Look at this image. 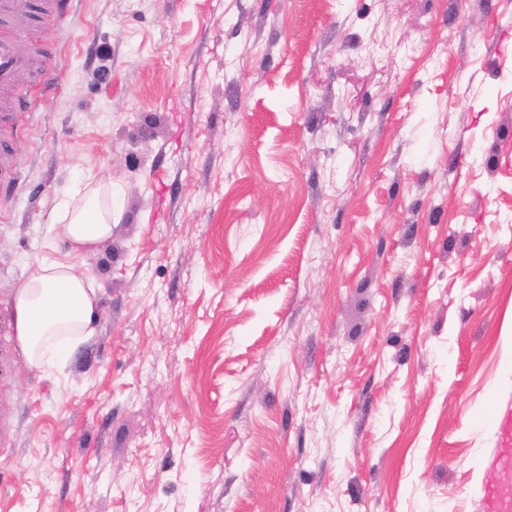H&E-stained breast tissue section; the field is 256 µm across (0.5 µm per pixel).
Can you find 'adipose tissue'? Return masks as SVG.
Segmentation results:
<instances>
[{
	"instance_id": "1",
	"label": "adipose tissue",
	"mask_w": 512,
	"mask_h": 512,
	"mask_svg": "<svg viewBox=\"0 0 512 512\" xmlns=\"http://www.w3.org/2000/svg\"><path fill=\"white\" fill-rule=\"evenodd\" d=\"M101 191L91 181L77 186L76 202L65 204L49 223L53 238L67 244L68 260L33 261L15 292V336L28 368L54 366L66 358L73 342L95 330L97 290L77 274L74 261L98 250L112 235V206L101 203Z\"/></svg>"
}]
</instances>
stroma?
Masks as SVG:
<instances>
[{
  "label": "stroma",
  "mask_w": 512,
  "mask_h": 512,
  "mask_svg": "<svg viewBox=\"0 0 512 512\" xmlns=\"http://www.w3.org/2000/svg\"><path fill=\"white\" fill-rule=\"evenodd\" d=\"M31 35L0 313L83 179L113 227L95 334L0 360V512H483L512 0H67Z\"/></svg>",
  "instance_id": "35a3bbf8"
}]
</instances>
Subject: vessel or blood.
Returning <instances> with one entry per match:
<instances>
[{"label": "vessel or blood", "mask_w": 512, "mask_h": 512, "mask_svg": "<svg viewBox=\"0 0 512 512\" xmlns=\"http://www.w3.org/2000/svg\"><path fill=\"white\" fill-rule=\"evenodd\" d=\"M56 7L54 0H0V182L15 179L10 140L17 130L21 102L14 90L18 74L49 65L52 55L43 46L20 41L12 30L18 21H41ZM483 512H512V492L499 487L484 489Z\"/></svg>", "instance_id": "vessel-or-blood-1"}]
</instances>
